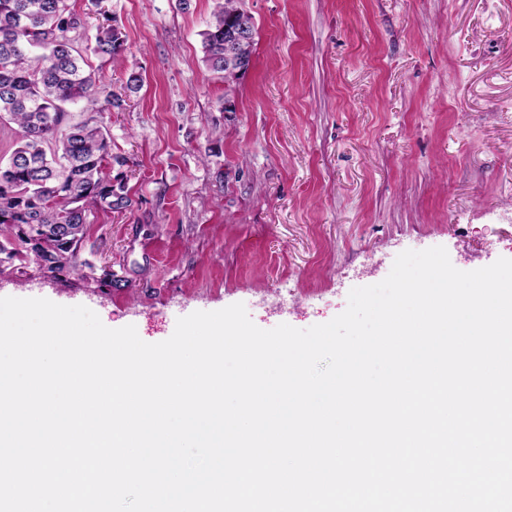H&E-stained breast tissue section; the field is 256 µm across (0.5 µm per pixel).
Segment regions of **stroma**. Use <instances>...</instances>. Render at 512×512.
I'll return each instance as SVG.
<instances>
[{
	"instance_id": "stroma-1",
	"label": "stroma",
	"mask_w": 512,
	"mask_h": 512,
	"mask_svg": "<svg viewBox=\"0 0 512 512\" xmlns=\"http://www.w3.org/2000/svg\"><path fill=\"white\" fill-rule=\"evenodd\" d=\"M73 2L124 42L102 121L131 204L90 214L94 278L6 264L0 297L158 343L238 302L265 330L328 322L407 249L512 258V0H242L255 52L228 85L203 60L214 0Z\"/></svg>"
}]
</instances>
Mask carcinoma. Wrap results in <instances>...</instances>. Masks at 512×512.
Returning a JSON list of instances; mask_svg holds the SVG:
<instances>
[{
	"label": "carcinoma",
	"mask_w": 512,
	"mask_h": 512,
	"mask_svg": "<svg viewBox=\"0 0 512 512\" xmlns=\"http://www.w3.org/2000/svg\"><path fill=\"white\" fill-rule=\"evenodd\" d=\"M240 0H215L201 33L204 61L228 83L233 68L247 71L254 44L244 60L224 61V42L240 25L253 23ZM123 40L113 26L89 33L70 0H0V121L18 129L14 148L0 162V231L15 236L26 250L0 245V264L34 263L46 277L77 271V251L94 209L123 210L131 205L123 185L112 177L111 141L96 114L120 107L111 92L101 96L98 71L88 55L115 63ZM89 116L68 123L66 106Z\"/></svg>",
	"instance_id": "obj_1"
}]
</instances>
